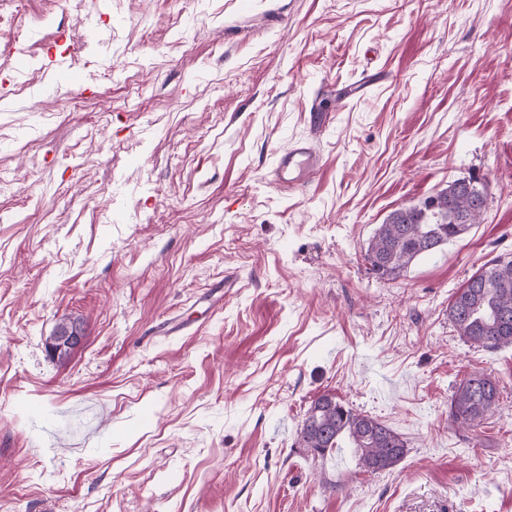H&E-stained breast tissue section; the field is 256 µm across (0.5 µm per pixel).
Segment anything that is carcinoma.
Here are the masks:
<instances>
[{
    "mask_svg": "<svg viewBox=\"0 0 512 512\" xmlns=\"http://www.w3.org/2000/svg\"><path fill=\"white\" fill-rule=\"evenodd\" d=\"M466 181L456 179L420 205L390 212L365 250L370 272L396 279L418 258L440 250L482 221L486 202ZM448 320L466 343L490 350L512 348V257L484 264L448 302ZM498 380L472 370L455 385L448 417L460 429L480 427L499 406ZM348 442L368 471L393 468L407 453V442L391 427L346 405L333 392L310 403L297 431V445L325 458Z\"/></svg>",
    "mask_w": 512,
    "mask_h": 512,
    "instance_id": "1",
    "label": "carcinoma"
}]
</instances>
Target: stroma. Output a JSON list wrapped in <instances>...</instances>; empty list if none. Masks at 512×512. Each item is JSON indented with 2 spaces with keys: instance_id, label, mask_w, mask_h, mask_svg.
Segmentation results:
<instances>
[{
  "instance_id": "stroma-1",
  "label": "stroma",
  "mask_w": 512,
  "mask_h": 512,
  "mask_svg": "<svg viewBox=\"0 0 512 512\" xmlns=\"http://www.w3.org/2000/svg\"><path fill=\"white\" fill-rule=\"evenodd\" d=\"M0 25V512H512V348L448 321L512 253V0H0ZM308 138L317 173L277 184ZM470 175L482 222L376 278L378 224ZM475 368L502 392L465 433ZM328 390L406 456L298 448ZM498 380L480 370H472L455 385L448 406V417L464 431H474L499 406Z\"/></svg>"
}]
</instances>
